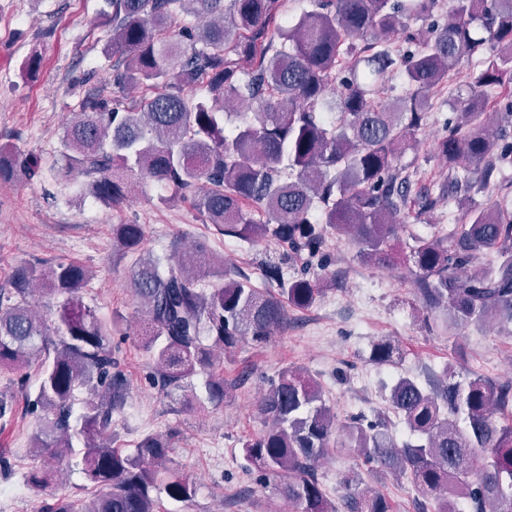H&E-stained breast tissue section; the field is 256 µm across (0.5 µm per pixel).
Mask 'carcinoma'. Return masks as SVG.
I'll list each match as a JSON object with an SVG mask.
<instances>
[{
	"instance_id": "1",
	"label": "carcinoma",
	"mask_w": 512,
	"mask_h": 512,
	"mask_svg": "<svg viewBox=\"0 0 512 512\" xmlns=\"http://www.w3.org/2000/svg\"><path fill=\"white\" fill-rule=\"evenodd\" d=\"M116 57L112 87L94 85L63 128L57 174L82 178L84 193L119 208L148 182L172 189L215 234L252 244L271 239L283 255L262 265L273 293L235 267L215 263L203 246L139 257L129 286L141 302L139 336L154 351V385L166 393L207 376L208 402L234 387L216 371L214 352L261 347L288 327V310L322 295L307 273L286 277L291 260L322 255L329 236H346L366 264L411 269L416 294L443 331L490 319L512 323V210L507 201L475 206L471 194L512 163V0H310L279 22L281 0H106ZM407 17L426 25L414 46L392 35ZM280 47L274 48V42ZM250 69L241 68V62ZM394 75L403 94L384 98ZM456 77L467 95L435 143L448 166L441 192L463 211L446 238L412 237L400 218L410 175L395 165L408 138L434 109L435 93ZM203 87L207 96L189 91ZM141 95L128 102L123 93ZM503 115L486 129L488 93ZM247 101L252 120L226 129V104ZM42 173L38 159L0 149V180ZM140 224L112 225V238L139 250ZM493 263L470 272L478 259ZM89 270L75 261L16 267L0 291V370L37 368L25 413L40 422L35 447L70 451L96 491L84 507L56 499L41 512H159L158 493L185 501L195 484L166 466L169 436L148 434L133 451L112 446V424L129 397V378L112 346V323L82 300ZM59 298L54 317L32 294ZM377 341L370 360L394 363ZM428 387L400 376L387 410L413 442L397 444L385 420L364 415L342 426L345 445L408 478L437 500L435 512H512V382L481 376ZM266 429L243 443L261 476L276 483L295 512H338L316 463L336 447V416L317 380L285 367L256 402ZM55 483L51 469L26 475ZM346 512H392L389 500L345 480Z\"/></svg>"
}]
</instances>
